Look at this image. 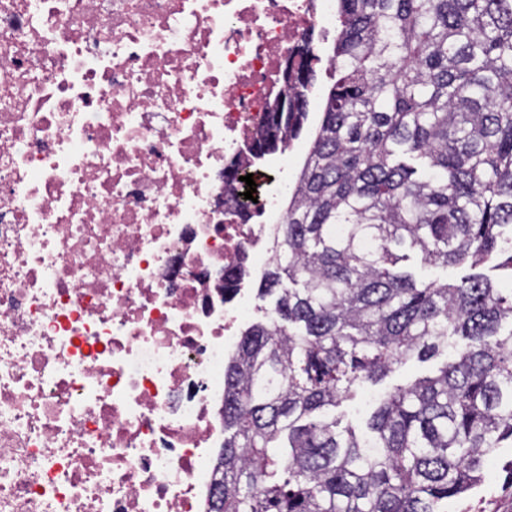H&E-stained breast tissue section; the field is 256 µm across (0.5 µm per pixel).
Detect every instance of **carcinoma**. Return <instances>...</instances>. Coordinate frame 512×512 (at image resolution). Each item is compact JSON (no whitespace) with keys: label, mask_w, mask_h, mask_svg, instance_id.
<instances>
[{"label":"carcinoma","mask_w":512,"mask_h":512,"mask_svg":"<svg viewBox=\"0 0 512 512\" xmlns=\"http://www.w3.org/2000/svg\"><path fill=\"white\" fill-rule=\"evenodd\" d=\"M331 85L258 286L269 318L224 368L210 512H442L512 447V0H337ZM254 142L301 136L285 93ZM408 248L483 274L426 282ZM509 329H504V326ZM453 349L377 400L394 367ZM367 390L373 392V389ZM366 391L359 398L352 401H345L336 409V416L340 417L341 426H346L347 424L353 426L362 425L371 410V401H367L365 398Z\"/></svg>","instance_id":"carcinoma-1"}]
</instances>
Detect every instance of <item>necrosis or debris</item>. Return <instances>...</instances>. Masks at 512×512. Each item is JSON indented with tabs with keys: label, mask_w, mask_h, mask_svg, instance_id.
Returning a JSON list of instances; mask_svg holds the SVG:
<instances>
[{
	"label": "necrosis or debris",
	"mask_w": 512,
	"mask_h": 512,
	"mask_svg": "<svg viewBox=\"0 0 512 512\" xmlns=\"http://www.w3.org/2000/svg\"><path fill=\"white\" fill-rule=\"evenodd\" d=\"M335 29L336 0H0V512H209L291 190L241 221L224 171Z\"/></svg>",
	"instance_id": "4bbe7bcc"
}]
</instances>
